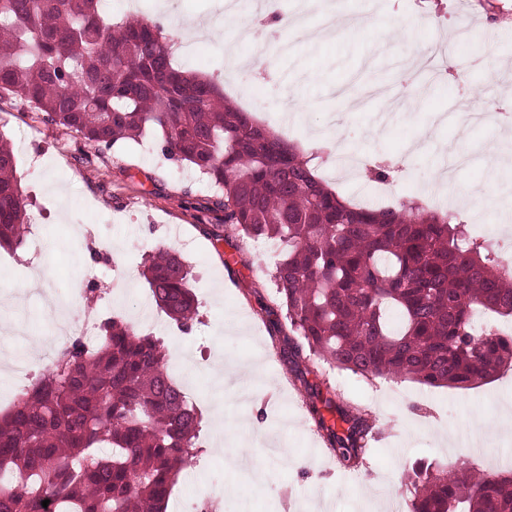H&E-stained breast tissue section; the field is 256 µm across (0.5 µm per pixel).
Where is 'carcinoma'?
<instances>
[{
  "mask_svg": "<svg viewBox=\"0 0 512 512\" xmlns=\"http://www.w3.org/2000/svg\"><path fill=\"white\" fill-rule=\"evenodd\" d=\"M100 0H0V98L18 96L95 149L150 137L191 166L222 213L210 236L270 240L285 321L271 336L364 377L469 389L512 369V336L480 308L512 317V267L501 247L446 211L412 200L343 203L297 149L226 102L217 79L174 65V43L149 18L103 15ZM16 157L0 141V248L25 240ZM142 275L185 332L198 307L183 256L162 249ZM101 341L74 340L0 417V512H167L181 464L197 456L196 405L165 372L166 350L122 320ZM309 411L346 468L362 463L373 425L304 382ZM348 425L343 433L331 423ZM407 512H512V473L432 461L412 468ZM50 500L48 506L42 501Z\"/></svg>",
  "mask_w": 512,
  "mask_h": 512,
  "instance_id": "1",
  "label": "carcinoma"
}]
</instances>
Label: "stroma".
<instances>
[{
    "label": "stroma",
    "instance_id": "stroma-1",
    "mask_svg": "<svg viewBox=\"0 0 512 512\" xmlns=\"http://www.w3.org/2000/svg\"><path fill=\"white\" fill-rule=\"evenodd\" d=\"M138 10L177 25L193 18L220 19L222 0H139ZM355 20L337 39L311 43L281 29L279 44L258 45L225 29L222 38H193L176 55L186 71L217 75L225 95L256 113L291 144L336 136L347 151L374 157L403 155L404 144L425 129L424 149L406 156L418 185L398 183L396 198L422 196L433 182L443 145L460 137L454 112L461 88L474 102L499 97L504 67L512 68V15L490 22L496 41L479 43L486 74L462 84L468 57H455L453 78L430 85L409 114H391L387 101L366 97L370 88L393 89L408 43L403 35L379 39L380 29L411 16L408 0H348ZM253 61L262 76L228 74V55ZM300 109L284 113L281 101ZM0 137L13 146L16 176L27 199L29 233L22 249L0 251V318L27 309L24 324L51 337L56 314L70 309L118 317L142 334L163 337L167 370L182 385L207 423L191 460L196 482L220 477L221 512H394L404 501V479L419 463L438 460L483 468L512 459V371L498 380L460 390L390 378H365L304 358L300 368L344 402L360 405L374 425L362 465L347 471L324 449L303 391L290 383L291 365L271 347L263 317L285 316L270 279L275 256L254 241L211 242L205 232L220 223L206 205L211 189L189 167L168 161L151 139L97 151L68 129L44 120L20 97L0 99ZM39 163L28 167L27 157ZM498 179L512 197V165L494 170L484 158L461 169L453 185L460 196ZM107 247L111 260L97 291H88L90 248ZM189 249L190 262L210 272L192 279L198 316L191 333H171L141 275L144 252ZM42 272V291L30 293L29 276ZM221 413V427L209 425Z\"/></svg>",
    "mask_w": 512,
    "mask_h": 512
}]
</instances>
